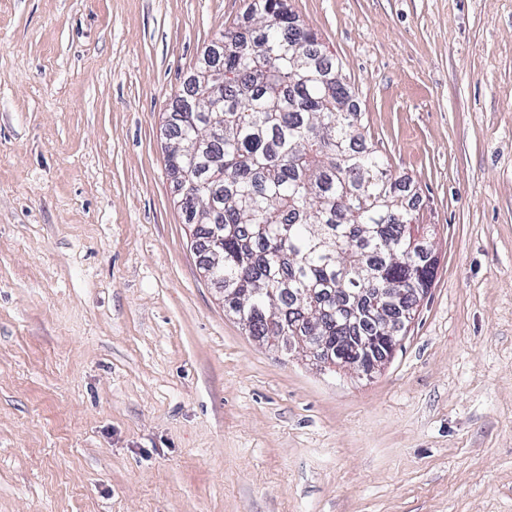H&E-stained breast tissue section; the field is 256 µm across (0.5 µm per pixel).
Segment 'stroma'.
Returning a JSON list of instances; mask_svg holds the SVG:
<instances>
[{
	"label": "stroma",
	"instance_id": "35a3bbf8",
	"mask_svg": "<svg viewBox=\"0 0 512 512\" xmlns=\"http://www.w3.org/2000/svg\"><path fill=\"white\" fill-rule=\"evenodd\" d=\"M428 226L369 378L201 275L166 117L248 0H0V512H512V0H292Z\"/></svg>",
	"mask_w": 512,
	"mask_h": 512
}]
</instances>
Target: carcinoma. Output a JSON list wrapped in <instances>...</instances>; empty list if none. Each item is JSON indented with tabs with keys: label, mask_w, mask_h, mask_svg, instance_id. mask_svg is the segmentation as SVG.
<instances>
[{
	"label": "carcinoma",
	"mask_w": 512,
	"mask_h": 512,
	"mask_svg": "<svg viewBox=\"0 0 512 512\" xmlns=\"http://www.w3.org/2000/svg\"><path fill=\"white\" fill-rule=\"evenodd\" d=\"M255 35L224 31V48L197 70L169 112V157L188 174V224L224 225L216 276L236 288L250 335L266 342L303 324L293 288H315L335 307L316 326L329 347L383 336L389 306L348 318L355 293L431 287L436 263L403 233L420 223L382 154L358 144L357 109L342 64L289 0H250Z\"/></svg>",
	"instance_id": "obj_1"
}]
</instances>
